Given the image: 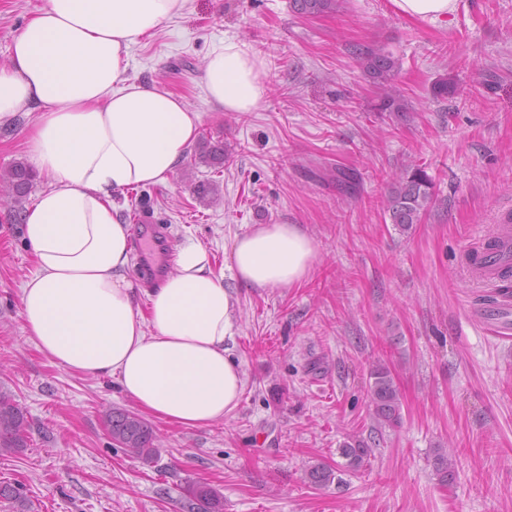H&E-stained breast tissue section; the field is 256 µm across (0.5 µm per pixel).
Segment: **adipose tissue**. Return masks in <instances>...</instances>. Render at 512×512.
<instances>
[{"instance_id":"adipose-tissue-1","label":"adipose tissue","mask_w":512,"mask_h":512,"mask_svg":"<svg viewBox=\"0 0 512 512\" xmlns=\"http://www.w3.org/2000/svg\"><path fill=\"white\" fill-rule=\"evenodd\" d=\"M189 3L43 0L0 68V129L30 117L27 154L46 180L23 224L36 266L21 295L28 336L58 367L116 378L143 412L199 427L223 421L244 392L232 285L294 287L316 252L299 225L255 224L234 237L227 271L190 240L157 283L133 276L114 197L168 185L202 114L130 76L131 54ZM201 86L214 108L253 111L268 92L266 62L246 41L217 38Z\"/></svg>"}]
</instances>
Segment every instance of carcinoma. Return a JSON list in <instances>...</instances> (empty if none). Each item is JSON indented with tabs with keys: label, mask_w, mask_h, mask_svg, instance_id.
I'll return each mask as SVG.
<instances>
[{
	"label": "carcinoma",
	"mask_w": 512,
	"mask_h": 512,
	"mask_svg": "<svg viewBox=\"0 0 512 512\" xmlns=\"http://www.w3.org/2000/svg\"><path fill=\"white\" fill-rule=\"evenodd\" d=\"M293 12L315 17L333 13L338 0H290ZM356 58L364 74L380 90L379 110L404 113L411 111L408 102L393 85L400 69V60L381 46L366 47L356 51ZM204 161L210 165L224 166V145L203 142ZM7 179L17 196L29 190L34 174L23 162L15 163L7 172ZM434 183L427 171L418 165H409L393 180L383 200V210L399 231L405 233L412 225L420 223L434 199ZM369 391L372 417L378 428L394 427L401 422L400 391L390 368L378 361L369 372ZM112 440L121 444L132 457L145 461L152 459L154 447L152 425L137 413L114 410L107 416ZM27 420L21 408L9 397L0 394V452H17L26 444ZM340 454L347 460V467L357 470L368 462L371 448L355 438L344 443ZM435 470L443 484L453 482L455 464L443 448L434 450ZM306 478L315 486H327L335 479L334 471L317 463L306 469ZM187 512H224V497L212 487L192 482L184 487Z\"/></svg>",
	"instance_id": "cac0c4a2"
}]
</instances>
